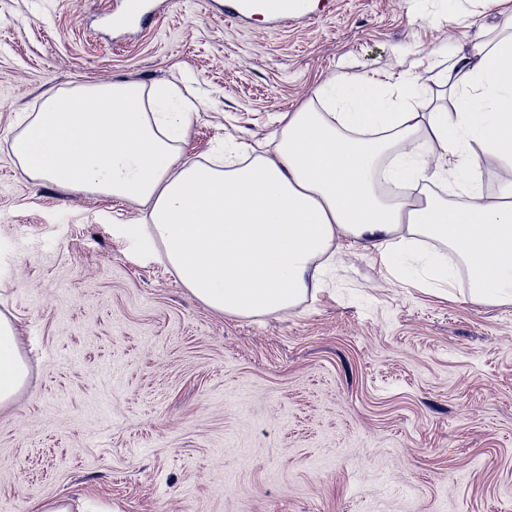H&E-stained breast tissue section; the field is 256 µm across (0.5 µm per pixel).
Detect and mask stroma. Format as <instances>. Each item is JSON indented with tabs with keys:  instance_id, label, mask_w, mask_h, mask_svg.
Instances as JSON below:
<instances>
[{
	"instance_id": "1",
	"label": "stroma",
	"mask_w": 512,
	"mask_h": 512,
	"mask_svg": "<svg viewBox=\"0 0 512 512\" xmlns=\"http://www.w3.org/2000/svg\"><path fill=\"white\" fill-rule=\"evenodd\" d=\"M0 0V314L29 373L0 409V512H512V305L390 275L342 248L285 314L220 315L120 233L142 206L27 176L43 99L132 81L188 89L182 152L266 143L336 76L419 78L512 31V0H299L288 21L171 0Z\"/></svg>"
}]
</instances>
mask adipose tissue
I'll use <instances>...</instances> for the list:
<instances>
[{
    "mask_svg": "<svg viewBox=\"0 0 512 512\" xmlns=\"http://www.w3.org/2000/svg\"><path fill=\"white\" fill-rule=\"evenodd\" d=\"M446 79L448 104L431 112L414 84H322L281 118L270 157L228 148L183 159L190 107L169 86L131 82L46 97L11 148L31 178L143 206V223L121 232L222 315L288 312L346 242L407 277L399 258L421 239L437 246L424 278L450 288L462 272L473 301L512 305V182L495 203L481 189L482 160L512 167V33L457 59ZM435 181L465 201L417 196ZM27 375L19 333L0 314V409Z\"/></svg>",
    "mask_w": 512,
    "mask_h": 512,
    "instance_id": "obj_1",
    "label": "adipose tissue"
}]
</instances>
